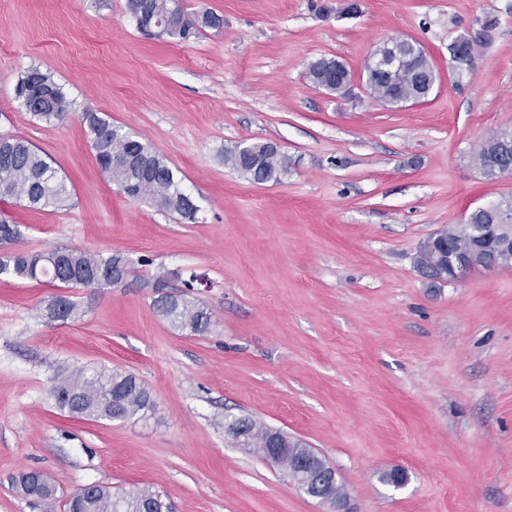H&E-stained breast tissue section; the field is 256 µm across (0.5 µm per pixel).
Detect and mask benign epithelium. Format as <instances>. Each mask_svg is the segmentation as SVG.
<instances>
[{
	"instance_id": "1",
	"label": "benign epithelium",
	"mask_w": 512,
	"mask_h": 512,
	"mask_svg": "<svg viewBox=\"0 0 512 512\" xmlns=\"http://www.w3.org/2000/svg\"><path fill=\"white\" fill-rule=\"evenodd\" d=\"M404 60L392 50V41L380 43L370 55L365 70L368 73H385L402 67ZM506 200L481 207L496 217L494 224H473L472 242L465 251L457 249L451 242L440 237L425 240L418 254L435 257L432 266L419 264L417 269L423 278L432 282H447L462 278L467 273L482 269L494 271L499 268L495 258L500 251L512 250V210L505 206ZM296 444L290 437L278 430H271L264 456L277 465L282 457L291 455ZM288 479L305 495L317 499L328 507V512H352L348 498L335 499L326 492L327 487L336 483L337 473L332 467L319 465L309 454H296L295 466L288 471Z\"/></svg>"
}]
</instances>
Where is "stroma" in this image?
<instances>
[{"instance_id": "obj_1", "label": "stroma", "mask_w": 512, "mask_h": 512, "mask_svg": "<svg viewBox=\"0 0 512 512\" xmlns=\"http://www.w3.org/2000/svg\"><path fill=\"white\" fill-rule=\"evenodd\" d=\"M182 0L220 15L189 42L139 32L126 0H0V136L31 142L62 177L65 205L0 201L16 247L128 257L119 284L80 288L79 319L49 320L57 290L0 279V512H34L13 478L42 471L64 500L91 483L163 491L176 512H325L263 457L232 445L249 416L303 440L354 512H512V267L430 285L420 243L512 198L474 156L512 130V0ZM499 25L473 71L449 53L485 17ZM389 38L416 41L433 91L401 110L375 101L365 65ZM332 56L336 95L307 77ZM37 67L73 103L34 119L14 94ZM106 113L181 173L195 222L129 198L102 173L80 114ZM274 142L279 182L255 184L225 148ZM198 276L212 329L158 316L152 289ZM135 375L145 419L87 420L51 397L59 367ZM408 474L393 489L381 477ZM309 80L314 86H324L328 91L336 93V86L341 83L345 76L343 67L338 64L335 58H320L312 61L307 69ZM353 86V79L347 72L339 91L348 93Z\"/></svg>"}]
</instances>
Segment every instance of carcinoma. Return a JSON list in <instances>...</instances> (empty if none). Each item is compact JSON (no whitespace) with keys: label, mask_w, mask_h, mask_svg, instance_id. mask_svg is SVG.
Here are the masks:
<instances>
[{"label":"carcinoma","mask_w":512,"mask_h":512,"mask_svg":"<svg viewBox=\"0 0 512 512\" xmlns=\"http://www.w3.org/2000/svg\"><path fill=\"white\" fill-rule=\"evenodd\" d=\"M127 13L141 32L152 34L153 24H164L162 36L178 42L195 38L207 28L219 29L221 16L205 11L190 15L180 0H127ZM399 53L409 60L404 71L393 78L375 73L367 76V85L379 100L411 98L427 90L435 78L433 67L424 50L405 39L396 41ZM452 60L474 69L475 56L467 46L449 47ZM308 78L315 86L330 92L345 76L334 58H320L308 66ZM16 97L35 118L50 123L63 121L71 112L72 102L52 76L32 68L19 80ZM82 123L91 137V147L103 173L119 190H129L133 198L146 200L158 209L196 221L198 206L181 186L182 179L166 159L151 146L136 139L123 127L112 123L103 112L85 109ZM257 162L245 158L242 147L224 150V164L240 176L257 183L278 182L288 173V157L265 143L253 144ZM503 150L500 140H486L476 154V165L484 177L496 179L508 174L505 169L494 172L489 161ZM68 198L65 180L27 140L20 137L0 138V200L22 201L32 209L58 208ZM129 269L128 260L119 253H90L76 248L56 247L48 251L0 253V277L16 280L47 281L57 288H104L122 282ZM156 312L171 325L192 335H203L211 328L208 309L190 301L182 292L168 291L153 300ZM79 314L78 304L70 296L58 294L48 305V315L67 321ZM55 406L72 416L93 420L138 419L152 407L147 388L132 374L94 370L61 372L52 388ZM238 423L248 440V449L262 452L270 428L249 418ZM16 485L44 512H54L56 490L37 471H23ZM169 502L160 490L143 488L128 493H114L104 485L93 484L69 496L65 512H146L159 503Z\"/></svg>","instance_id":"cac0c4a2"}]
</instances>
